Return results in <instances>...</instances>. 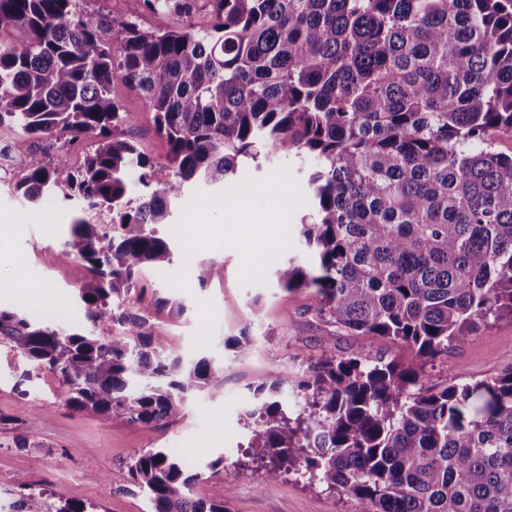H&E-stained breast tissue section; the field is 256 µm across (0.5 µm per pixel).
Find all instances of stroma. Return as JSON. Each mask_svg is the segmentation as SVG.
<instances>
[{
    "instance_id": "1",
    "label": "stroma",
    "mask_w": 512,
    "mask_h": 512,
    "mask_svg": "<svg viewBox=\"0 0 512 512\" xmlns=\"http://www.w3.org/2000/svg\"><path fill=\"white\" fill-rule=\"evenodd\" d=\"M113 91L125 111L137 115L131 134L140 150L164 161L166 142L139 96L119 82ZM310 165L308 156L270 148L259 167L249 170L255 209H264L273 194L283 203L279 221L266 228L281 243L273 254L260 246L245 250L227 241L205 240L195 231V215L220 224L233 212L236 181L188 186L172 206L168 221L182 229L174 259L145 277L124 305L135 309L161 296L179 297L184 313L153 312L149 332L154 343L167 354L205 356L218 365L215 386L190 395L181 418L140 425L74 411L51 372L28 370L16 352L0 343V501L10 502L18 491L43 488L60 500L94 506L97 512H153L148 498L133 485L127 464L135 455L166 449L188 470L201 471V497L226 502L231 512H358L354 499L326 490L302 472L268 480L248 446L253 422L246 411L257 385L307 374L323 354L321 337L331 333L340 352L356 347L372 354L380 345L376 337L334 329L318 313L310 293L286 292L274 276L288 259L309 257L299 224L309 212ZM70 221L57 203L29 202L0 179V308L22 311L31 321L52 327L83 325L76 290L89 272L83 261L64 255ZM203 264L217 271L204 284L197 279ZM245 333L254 347L242 356L230 342ZM390 354L420 372L425 384H471L512 367V318L490 321L469 343L432 362L401 344L391 345ZM32 417L37 428L24 434L22 423ZM23 434L29 447L16 445ZM34 452L40 457L36 466L29 460ZM215 459L219 467L208 469ZM90 464L99 478L86 476Z\"/></svg>"
}]
</instances>
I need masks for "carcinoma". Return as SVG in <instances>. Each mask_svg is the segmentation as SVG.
I'll return each mask as SVG.
<instances>
[{"instance_id":"1","label":"carcinoma","mask_w":512,"mask_h":512,"mask_svg":"<svg viewBox=\"0 0 512 512\" xmlns=\"http://www.w3.org/2000/svg\"><path fill=\"white\" fill-rule=\"evenodd\" d=\"M136 2L116 18L87 0H0V127L21 134L0 157L26 200L80 212L64 253L90 271L85 318L126 327L97 336L0 309V342L53 373L71 409L158 424L215 381L209 359L153 344L151 307L113 302L171 264L157 225L186 183H222L273 146L313 160L300 234L315 261H288L277 281L334 326L433 360L512 317V155L490 139H512V0ZM148 15L171 24L146 29ZM116 81L153 113L166 163L124 137L136 116ZM321 344L304 379L254 389L248 447L268 479L302 462L360 512H512V368L426 386L386 352ZM288 384L308 412L272 399ZM128 471L154 512H230L194 496L202 473L164 450ZM12 512L96 510L32 490Z\"/></svg>"}]
</instances>
